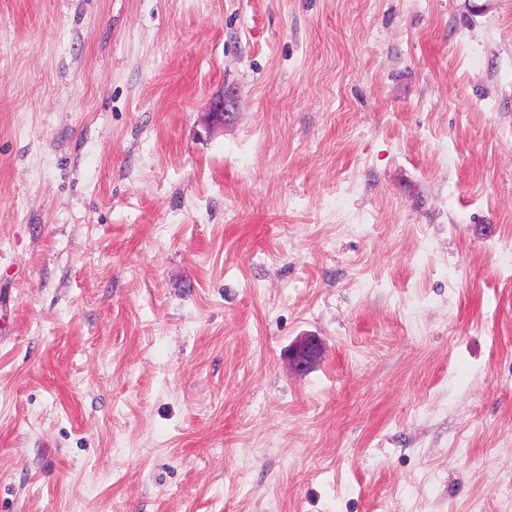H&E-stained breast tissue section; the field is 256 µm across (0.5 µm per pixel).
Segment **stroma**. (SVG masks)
<instances>
[{"mask_svg": "<svg viewBox=\"0 0 512 512\" xmlns=\"http://www.w3.org/2000/svg\"><path fill=\"white\" fill-rule=\"evenodd\" d=\"M510 253L512 0H0V512H512ZM322 347L314 336H301L290 347L288 357L295 372L311 369L321 358Z\"/></svg>", "mask_w": 512, "mask_h": 512, "instance_id": "35a3bbf8", "label": "stroma"}]
</instances>
